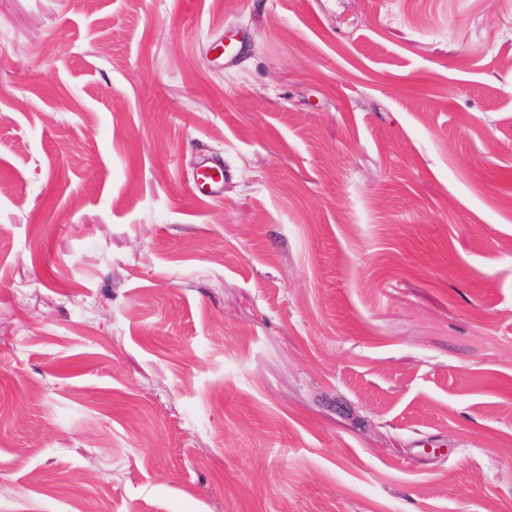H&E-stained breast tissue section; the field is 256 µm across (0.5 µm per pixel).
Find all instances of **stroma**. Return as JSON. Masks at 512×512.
I'll list each match as a JSON object with an SVG mask.
<instances>
[{
	"label": "stroma",
	"instance_id": "stroma-1",
	"mask_svg": "<svg viewBox=\"0 0 512 512\" xmlns=\"http://www.w3.org/2000/svg\"><path fill=\"white\" fill-rule=\"evenodd\" d=\"M86 507L512 512V0H0V512ZM223 182L224 170L222 165L205 159L199 165L196 181L192 186V190L197 196L201 194L212 197L219 193Z\"/></svg>",
	"mask_w": 512,
	"mask_h": 512
}]
</instances>
